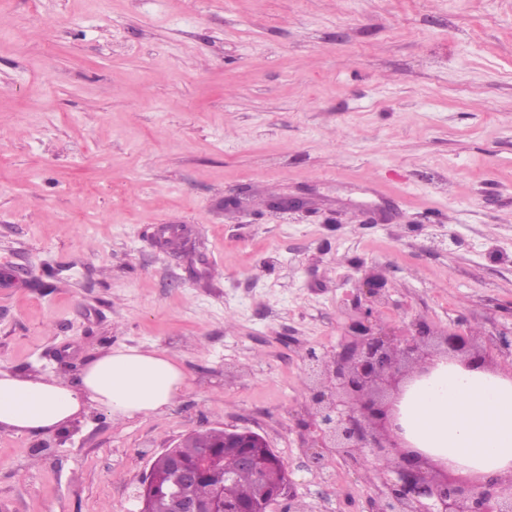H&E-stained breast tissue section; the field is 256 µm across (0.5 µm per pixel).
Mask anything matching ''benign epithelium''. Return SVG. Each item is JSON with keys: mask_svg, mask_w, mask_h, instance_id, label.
<instances>
[{"mask_svg": "<svg viewBox=\"0 0 512 512\" xmlns=\"http://www.w3.org/2000/svg\"><path fill=\"white\" fill-rule=\"evenodd\" d=\"M384 281L374 274L363 279L364 302L343 328V337L331 359L309 352L306 379L311 393L309 425L317 433L308 454L318 467L323 451L331 450L356 467L362 458L383 473L382 489L370 500L367 512H512V470L483 479L472 471L451 472L439 460L416 448L405 436L399 404L412 385L429 378L440 362L467 369H485L486 353L466 354L469 337L450 332L438 337L444 354L427 351L433 334L423 325L401 336L377 322L374 305L383 295ZM403 361L413 369L396 376ZM330 385L334 394L323 387ZM222 451L205 449L192 465L172 449L161 456L173 476L167 495L172 512H258V508L227 505L218 494L200 500L187 493L206 472L223 470V459L232 457L240 467L259 462L256 449L268 447L266 439L248 429L219 430ZM393 466H386V462ZM293 499L291 484L260 492L261 504Z\"/></svg>", "mask_w": 512, "mask_h": 512, "instance_id": "benign-epithelium-1", "label": "benign epithelium"}]
</instances>
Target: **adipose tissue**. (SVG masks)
<instances>
[{"label": "adipose tissue", "mask_w": 512, "mask_h": 512, "mask_svg": "<svg viewBox=\"0 0 512 512\" xmlns=\"http://www.w3.org/2000/svg\"><path fill=\"white\" fill-rule=\"evenodd\" d=\"M185 374L155 349L99 354L75 383L0 368V429L36 437L69 429L89 407L123 421L165 413ZM410 439L448 468L485 475L512 471V378L439 364L401 403Z\"/></svg>", "instance_id": "obj_1"}]
</instances>
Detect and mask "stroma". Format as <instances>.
<instances>
[{
  "instance_id": "obj_1",
  "label": "stroma",
  "mask_w": 512,
  "mask_h": 512,
  "mask_svg": "<svg viewBox=\"0 0 512 512\" xmlns=\"http://www.w3.org/2000/svg\"><path fill=\"white\" fill-rule=\"evenodd\" d=\"M368 272L382 324L512 376V0H0V366L186 375L160 416L0 430V512H138L162 449L235 427L288 472L271 512H367L378 469L308 461L304 365Z\"/></svg>"
}]
</instances>
